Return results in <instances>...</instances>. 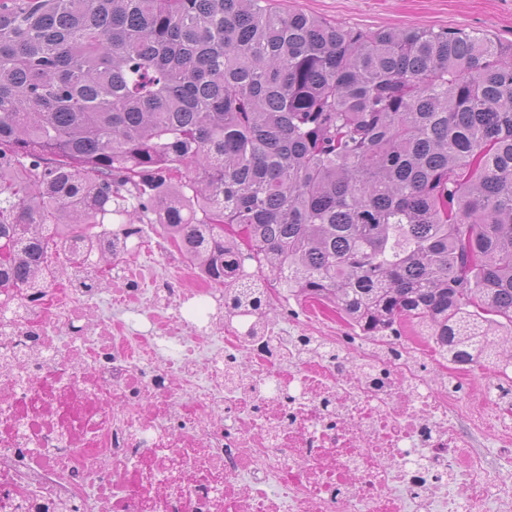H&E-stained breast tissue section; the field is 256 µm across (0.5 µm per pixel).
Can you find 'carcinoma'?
I'll return each instance as SVG.
<instances>
[{
    "instance_id": "carcinoma-1",
    "label": "carcinoma",
    "mask_w": 512,
    "mask_h": 512,
    "mask_svg": "<svg viewBox=\"0 0 512 512\" xmlns=\"http://www.w3.org/2000/svg\"><path fill=\"white\" fill-rule=\"evenodd\" d=\"M114 220L235 309L266 316V272L364 336L512 367V48L272 0H0V290Z\"/></svg>"
}]
</instances>
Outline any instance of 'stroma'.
Segmentation results:
<instances>
[{"mask_svg": "<svg viewBox=\"0 0 512 512\" xmlns=\"http://www.w3.org/2000/svg\"><path fill=\"white\" fill-rule=\"evenodd\" d=\"M284 11H298L342 24L377 31L418 27L463 29L489 35L502 46L512 45V0H275ZM288 315L274 322L284 333L301 331L298 317H305L322 331L333 332L342 320L317 302H290Z\"/></svg>", "mask_w": 512, "mask_h": 512, "instance_id": "35a3bbf8", "label": "stroma"}]
</instances>
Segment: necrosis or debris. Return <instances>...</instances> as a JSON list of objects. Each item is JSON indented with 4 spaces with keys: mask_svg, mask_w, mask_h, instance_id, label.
Segmentation results:
<instances>
[{
    "mask_svg": "<svg viewBox=\"0 0 512 512\" xmlns=\"http://www.w3.org/2000/svg\"><path fill=\"white\" fill-rule=\"evenodd\" d=\"M138 244L0 293V512H490L512 494L407 338L296 336ZM115 314L103 315L102 303Z\"/></svg>",
    "mask_w": 512,
    "mask_h": 512,
    "instance_id": "necrosis-or-debris-1",
    "label": "necrosis or debris"
}]
</instances>
